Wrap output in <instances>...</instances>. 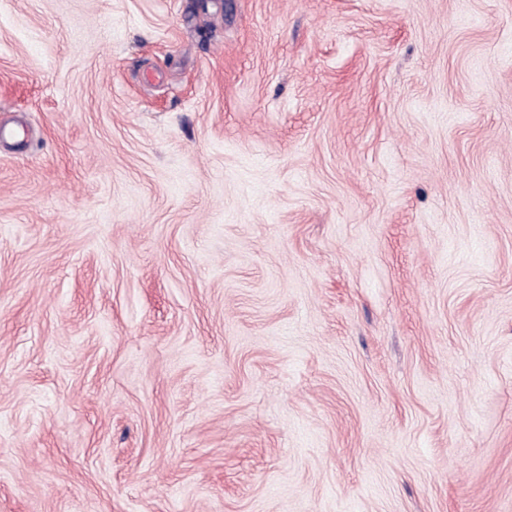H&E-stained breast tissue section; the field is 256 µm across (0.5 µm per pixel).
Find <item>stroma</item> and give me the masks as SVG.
<instances>
[{
  "label": "stroma",
  "mask_w": 512,
  "mask_h": 512,
  "mask_svg": "<svg viewBox=\"0 0 512 512\" xmlns=\"http://www.w3.org/2000/svg\"><path fill=\"white\" fill-rule=\"evenodd\" d=\"M0 512H512V0H0Z\"/></svg>",
  "instance_id": "1"
}]
</instances>
